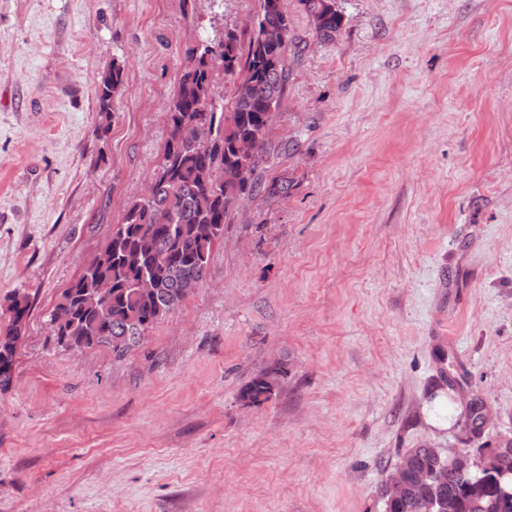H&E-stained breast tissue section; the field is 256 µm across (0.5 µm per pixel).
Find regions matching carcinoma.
Returning a JSON list of instances; mask_svg holds the SVG:
<instances>
[{
	"label": "carcinoma",
	"mask_w": 512,
	"mask_h": 512,
	"mask_svg": "<svg viewBox=\"0 0 512 512\" xmlns=\"http://www.w3.org/2000/svg\"><path fill=\"white\" fill-rule=\"evenodd\" d=\"M258 2L255 29L239 33L215 28L184 49L189 65L168 100L167 139L151 193L128 203L98 252L97 266L82 272L59 295L54 310L66 313L68 320L57 326L48 318L58 346L66 340L86 349L104 346L115 358L124 357L148 329L203 284L213 249L224 237V225L240 196L291 194V180L260 177L271 159L270 129L263 117L268 109L280 107L290 78L286 55L301 52V46L291 35L284 0ZM300 2L317 38L335 40L344 20L336 0ZM268 29L284 30L285 45L264 42L261 34ZM123 84V68L114 62L97 90V131L102 134L110 127L112 101ZM200 121L209 123L213 134L209 141L195 144L191 135ZM241 139L259 141V150L237 154L235 144ZM238 169L247 172L248 180H235ZM142 276L154 280L153 292L134 288ZM97 280L112 282V296L104 305L93 300ZM31 309L28 298L17 293L7 306L8 324L0 330V391L12 383V343L22 334ZM283 373L279 362L263 369L240 397L253 404L268 400ZM453 401L464 409L457 425L467 434H480L487 411L482 398L459 394ZM452 456L440 448L409 449L399 459L407 490L396 499L380 495L384 512H437L438 503L449 497L455 512H512V458L485 456L479 465L462 470L448 467Z\"/></svg>",
	"instance_id": "obj_1"
}]
</instances>
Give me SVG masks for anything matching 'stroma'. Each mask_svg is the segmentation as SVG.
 <instances>
[{
	"instance_id": "1",
	"label": "stroma",
	"mask_w": 512,
	"mask_h": 512,
	"mask_svg": "<svg viewBox=\"0 0 512 512\" xmlns=\"http://www.w3.org/2000/svg\"><path fill=\"white\" fill-rule=\"evenodd\" d=\"M270 133L291 196L247 200L204 283L123 358L48 315L143 196L182 49L257 0H0V324L32 313L0 392V512H383L426 446L512 439V0H336ZM124 68L108 132L97 87ZM482 396L433 423L438 352ZM286 373L268 401L240 389ZM283 373H285L284 367L279 362L266 367L246 384L241 390L240 397L253 404L268 400ZM449 399L456 403H460L464 409V415L457 421L456 425L460 426L462 431L466 434H472L475 436L479 435L482 431L483 424L485 423V426L491 418L490 415L485 422L487 406L482 398L475 394L463 396L460 392H457V396L455 398Z\"/></svg>"
}]
</instances>
